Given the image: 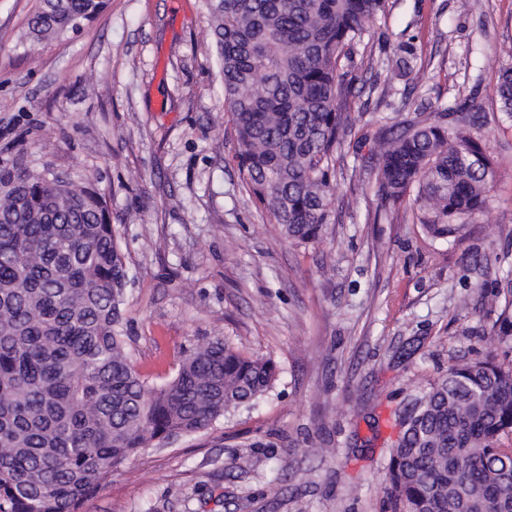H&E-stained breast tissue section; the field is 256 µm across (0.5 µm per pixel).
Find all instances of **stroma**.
Instances as JSON below:
<instances>
[{
  "instance_id": "1",
  "label": "stroma",
  "mask_w": 512,
  "mask_h": 512,
  "mask_svg": "<svg viewBox=\"0 0 512 512\" xmlns=\"http://www.w3.org/2000/svg\"><path fill=\"white\" fill-rule=\"evenodd\" d=\"M37 3L0 0V167L79 174L105 194L131 275L129 349L151 383L217 337L278 368L251 405L121 466L85 512H386L399 414L449 361L496 346L484 265L512 251V121L494 94L512 69V0H386L353 53L332 222L306 247L240 175L201 0H107L34 47ZM400 46L404 76L389 65ZM464 102L496 177L486 211L438 244L412 200L377 212L365 119Z\"/></svg>"
}]
</instances>
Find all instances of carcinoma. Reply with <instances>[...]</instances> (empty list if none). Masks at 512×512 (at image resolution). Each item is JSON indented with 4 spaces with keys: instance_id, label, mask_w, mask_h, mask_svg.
<instances>
[{
    "instance_id": "1",
    "label": "carcinoma",
    "mask_w": 512,
    "mask_h": 512,
    "mask_svg": "<svg viewBox=\"0 0 512 512\" xmlns=\"http://www.w3.org/2000/svg\"><path fill=\"white\" fill-rule=\"evenodd\" d=\"M236 159L256 204L296 246L331 223L334 154L351 131L346 63L385 0H205ZM105 0H40L34 42L99 17ZM495 95L512 119V70ZM380 142V206L416 191L433 241L486 210L492 159L466 117ZM0 512H82L145 448L205 432L270 391L274 361L221 338L182 353L154 386L123 323L129 282L105 195L51 172L0 168ZM494 256L498 348L448 364L401 420L383 477L389 512H512V263Z\"/></svg>"
}]
</instances>
